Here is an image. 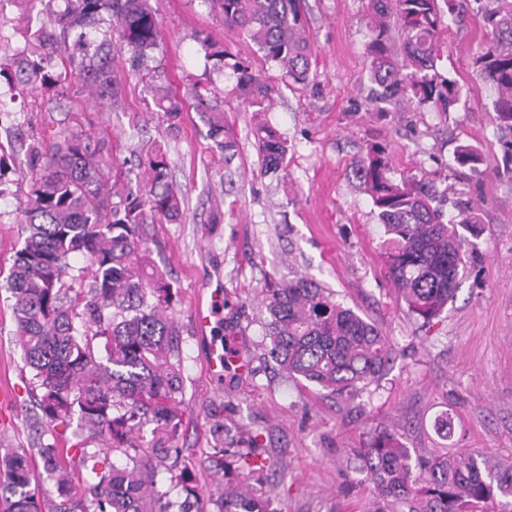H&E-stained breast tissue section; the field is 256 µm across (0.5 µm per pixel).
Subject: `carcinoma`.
I'll return each instance as SVG.
<instances>
[{
    "label": "carcinoma",
    "instance_id": "obj_1",
    "mask_svg": "<svg viewBox=\"0 0 512 512\" xmlns=\"http://www.w3.org/2000/svg\"><path fill=\"white\" fill-rule=\"evenodd\" d=\"M207 2L288 79L307 82L312 51L301 0ZM65 3L62 11L47 10L33 34L35 59L21 68L27 84L50 82L62 95L76 75L89 82L99 104L120 105L123 85L108 58L114 49L126 51L133 67L143 66L162 39L156 14L148 0ZM475 3L489 41L473 57V69L494 91L492 112L509 134L503 158L512 172V0ZM102 8L117 41L105 39L90 54L62 58L63 71L50 75L44 62L65 52L69 32ZM454 9L455 0H369L367 102L381 112L403 102L447 112L459 101L458 81L436 68L445 16ZM232 68L242 103L256 113L268 111L271 89L264 80L238 63ZM158 107L169 127H178L181 104L164 93ZM208 126L215 149L229 161L236 142L223 113H210ZM253 136L260 174L284 171L288 146L278 131L260 121ZM28 153L31 186L21 208L26 236L7 283L16 341L33 372L43 416L40 436L51 437L37 454L56 496L46 498L32 487L29 456L14 452L3 460L9 481L0 485L7 512H206L186 472L170 477L186 493L178 504L155 481L158 468L179 451L184 416L179 328L171 316L177 288L151 262L148 246V225L177 221L185 211L169 180L166 154L147 158L143 183L134 184L122 171L108 182L105 169L119 164L106 156L105 144L67 128L32 142ZM454 162L476 171L482 157L473 146L460 145ZM355 170L384 228L386 274L408 310L429 324L458 290L459 269L479 236L480 218L469 203L458 205L457 219L445 218L435 185L395 181L390 158L376 146L356 161ZM76 256L88 262L86 290L67 285ZM263 304L268 357L290 378L352 398L381 378L394 358L375 324L337 303L312 278L271 280ZM69 430L73 442L65 438ZM115 451L127 456L125 466L112 462ZM229 452L252 473L266 469V459L254 449L226 448L221 435L211 454L217 469H224ZM358 456L359 470L376 489L368 512H512V462L466 448L414 455L386 430L373 433ZM82 473L92 481L80 489L74 481ZM214 504L218 512H277L270 498L232 484Z\"/></svg>",
    "mask_w": 512,
    "mask_h": 512
}]
</instances>
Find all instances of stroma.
<instances>
[{
  "instance_id": "stroma-1",
  "label": "stroma",
  "mask_w": 512,
  "mask_h": 512,
  "mask_svg": "<svg viewBox=\"0 0 512 512\" xmlns=\"http://www.w3.org/2000/svg\"><path fill=\"white\" fill-rule=\"evenodd\" d=\"M461 20H450L437 67L461 88L451 111L402 107L378 112L365 100L366 46L371 39L367 0H302L313 48L310 78L296 84L242 34L229 29L208 0H149L163 38L153 53V78L132 71L126 56L113 66L123 80V102L101 112L81 82L68 97L0 76V99L23 94L13 123L26 139L70 127L112 149L116 161L161 147L186 207L179 224L151 226V258L179 287L173 317L180 329L186 411L180 466L210 495L217 484L253 486L274 498L278 512H365L374 496L364 484L355 449L371 433L396 431L407 448H470L512 460V174L502 168L503 136L491 112L493 93L472 73L471 60L487 41L473 0H460ZM43 0H11L0 14V45L17 60L28 52L26 15ZM262 76L273 107L255 115L236 93L232 63ZM168 87L183 106L170 128L153 100V86ZM209 88L210 108L222 112L237 155L225 163L211 150L207 126L193 96ZM272 125L288 144L284 178L260 177L251 135L255 119ZM477 148L478 173L458 167L457 146ZM392 162L394 180L429 179L452 200L470 201L481 217L478 256L459 273L452 302L425 326L408 310L386 274L384 230L372 200L353 172L370 146ZM13 174L0 196V281L25 237L19 208L29 192L28 156L17 148ZM314 278L334 299L376 324L396 358L387 374L346 401L303 381L285 378L264 354L261 304L270 279ZM222 284L224 304L210 338H198L194 304L202 288ZM10 293L0 288V456L39 446L41 413L31 398L32 373L14 336ZM229 348L249 364L208 369L212 348ZM454 422L451 437L435 428L441 415ZM228 448H256L272 462L264 482H251L236 457L210 467L216 422Z\"/></svg>"
}]
</instances>
